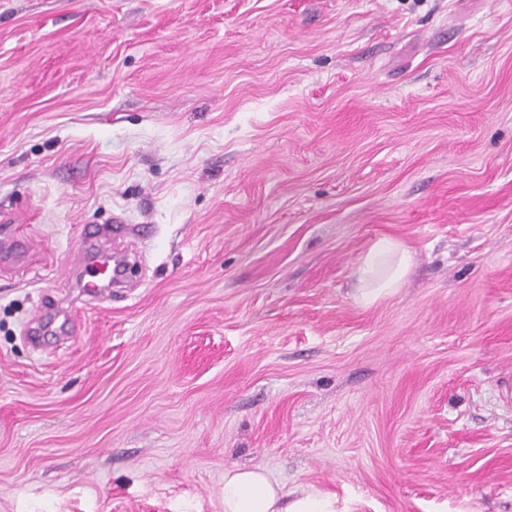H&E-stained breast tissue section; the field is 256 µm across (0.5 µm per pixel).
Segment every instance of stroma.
<instances>
[{"label":"stroma","mask_w":512,"mask_h":512,"mask_svg":"<svg viewBox=\"0 0 512 512\" xmlns=\"http://www.w3.org/2000/svg\"><path fill=\"white\" fill-rule=\"evenodd\" d=\"M0 221V512H512V0H0ZM116 224L110 225L109 229L103 231L98 228H93L89 232V238L84 242L80 250L79 265L85 269V274L88 279L85 283L81 284L84 292L96 299H105V292L112 288V280L115 281L117 270L113 268L115 260L110 253L91 251L92 241L102 233H107L115 236L121 233L124 226L120 221H115ZM113 269V276H112ZM414 262L412 251L394 238H381L367 251L354 272V301L371 305L400 288ZM335 502L316 490H285L258 468L224 470V512H336Z\"/></svg>","instance_id":"35a3bbf8"}]
</instances>
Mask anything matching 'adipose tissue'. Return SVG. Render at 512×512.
<instances>
[{
    "label": "adipose tissue",
    "mask_w": 512,
    "mask_h": 512,
    "mask_svg": "<svg viewBox=\"0 0 512 512\" xmlns=\"http://www.w3.org/2000/svg\"><path fill=\"white\" fill-rule=\"evenodd\" d=\"M413 262L414 255L403 242L377 240L354 272V301L371 305L401 287ZM224 512H336V505L316 490H285L264 470L233 466L224 471Z\"/></svg>",
    "instance_id": "1"
}]
</instances>
